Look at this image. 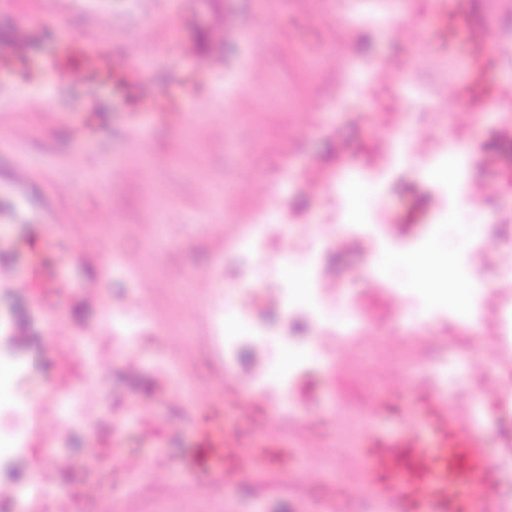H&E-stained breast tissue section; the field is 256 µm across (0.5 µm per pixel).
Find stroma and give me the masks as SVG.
<instances>
[{
  "mask_svg": "<svg viewBox=\"0 0 512 512\" xmlns=\"http://www.w3.org/2000/svg\"><path fill=\"white\" fill-rule=\"evenodd\" d=\"M466 18L498 42L477 72L448 42ZM77 38L120 60L151 55L144 91L195 122L174 129L133 111L114 85L58 80L53 57ZM184 41L194 57L181 55ZM16 45L22 58L10 55ZM219 55L230 66L200 69ZM353 56L381 70L348 99L342 67ZM418 79L433 95L414 110L402 89ZM78 97L92 109L74 110ZM0 122L12 132L0 140V313L17 323L16 354L27 316L43 319V370L23 391L0 382V406L37 404L46 416L40 438L0 446V487L45 464L42 512H87L91 485L112 512H338L376 498L368 433L424 422L432 405L472 420L495 459L487 512L512 494V359L495 330L512 295V0H0ZM441 143L448 151L433 160ZM462 159L464 179L440 196L442 170ZM333 184L341 224L325 221ZM263 210L279 233L253 263L281 280L302 268L300 237L331 241L319 262L338 339L304 360L302 342L316 337L306 324L300 345L265 360L270 382L297 377L280 397L253 393L241 418L261 442L287 432L281 468L256 461L206 485L184 413L219 392L199 377L221 358L206 342L211 307L238 336L275 311L259 279L241 288L226 272L234 237L255 232L248 219ZM448 243L470 287L462 305L422 287V269L390 264ZM38 256L56 290L31 284ZM412 295L420 303L405 310ZM131 316L136 337L101 351L114 320ZM441 349L456 376L433 389ZM160 360L169 374L153 373Z\"/></svg>",
  "mask_w": 512,
  "mask_h": 512,
  "instance_id": "obj_1",
  "label": "stroma"
}]
</instances>
